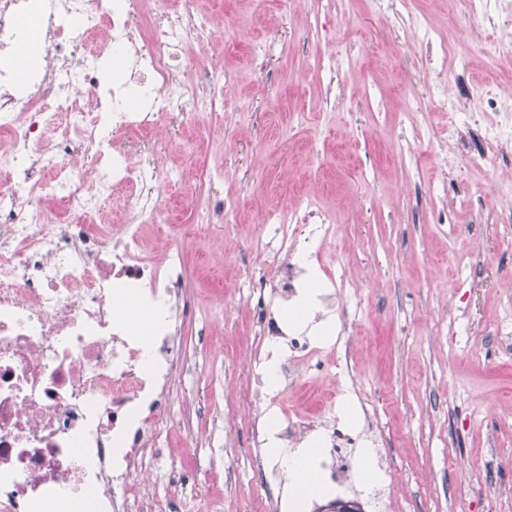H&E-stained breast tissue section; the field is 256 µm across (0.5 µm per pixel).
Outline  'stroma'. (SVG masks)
<instances>
[{
    "instance_id": "stroma-1",
    "label": "stroma",
    "mask_w": 512,
    "mask_h": 512,
    "mask_svg": "<svg viewBox=\"0 0 512 512\" xmlns=\"http://www.w3.org/2000/svg\"><path fill=\"white\" fill-rule=\"evenodd\" d=\"M415 7L451 33L468 61L466 82L512 96L488 53L471 52L470 31L449 29L432 0ZM196 8L216 21L203 55L224 70V111L187 114L170 139L144 145L163 176L170 221L188 238L195 314L182 329L189 368L172 398L223 417L203 427L210 446L197 447L196 416L176 413L170 447L200 473L253 450L244 409L254 319L225 285L268 273L267 209L315 197L334 222L325 248L339 257L343 293L361 299L299 327L314 337L347 329L352 372L376 412L373 448L395 475L386 489L369 481L320 498L358 495L368 512H512V335L500 332L512 322V224L499 220L512 207L500 195L512 169L464 167L443 112L429 113L414 156L396 154L395 143L414 136L408 100L425 95L429 76L413 32L374 35L365 0H197ZM266 39L273 48L259 65L251 47ZM330 56L344 69L332 95L320 68ZM172 170L180 181H165ZM215 192L233 197L237 223L203 224L200 207ZM205 507L266 512L265 494L246 469L209 490Z\"/></svg>"
}]
</instances>
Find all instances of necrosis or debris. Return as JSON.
<instances>
[{
  "label": "necrosis or debris",
  "mask_w": 512,
  "mask_h": 512,
  "mask_svg": "<svg viewBox=\"0 0 512 512\" xmlns=\"http://www.w3.org/2000/svg\"><path fill=\"white\" fill-rule=\"evenodd\" d=\"M195 0H0V512H181L198 497L183 468L171 466L168 491L152 476L163 450L159 437L174 418L171 393L187 358L180 332L192 316L182 239L149 258L142 229L166 221L150 162H134L132 137L165 138L187 112L218 115L223 71L189 82L183 63L201 54L209 25ZM384 25L408 18L428 66L429 101L448 115V137L461 125L475 134L468 167L512 163V98L490 84L450 89L453 59L446 38L428 20L411 18L408 0H370ZM38 8L42 58L19 88L22 41L17 19ZM456 25L489 27L498 57L512 61V0H448ZM102 36L112 52V87L100 88L101 54L82 49ZM129 190L132 221L93 223L114 185ZM57 205L47 209L46 198ZM265 248L315 260L327 282L319 317L336 310V258L323 245L331 220L311 199L271 213ZM305 264L281 270L279 291L245 279L238 291L257 316L249 350L256 383L257 433L275 428L284 446L310 435L327 445L315 468L322 480L353 483L352 435L333 423L334 403L303 413L282 405L283 388L309 371L326 372L349 392V339L315 342L289 331L273 307L305 287ZM138 294L146 329L118 312L125 293ZM286 349L275 371L266 361L277 342Z\"/></svg>",
  "instance_id": "necrosis-or-debris-1"
}]
</instances>
